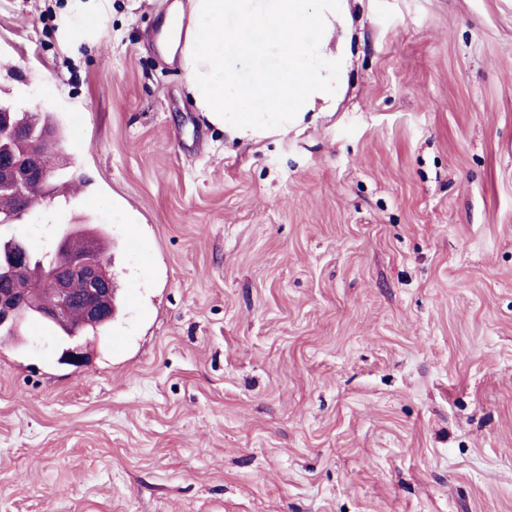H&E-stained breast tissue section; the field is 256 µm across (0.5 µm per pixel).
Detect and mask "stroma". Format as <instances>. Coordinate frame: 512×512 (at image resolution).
<instances>
[{
  "mask_svg": "<svg viewBox=\"0 0 512 512\" xmlns=\"http://www.w3.org/2000/svg\"><path fill=\"white\" fill-rule=\"evenodd\" d=\"M171 2L73 47L0 0V99L81 183L0 237L108 227L146 308L0 353V512H512V0H358L335 110L254 139L162 58ZM16 113V118L18 121V125L24 128H34L41 126L45 123L55 122L53 116L50 113L45 114L40 117L37 113L33 112H19L12 105H0V127L1 129L4 127L12 128L15 126L13 121L14 113ZM56 123V122H55Z\"/></svg>",
  "mask_w": 512,
  "mask_h": 512,
  "instance_id": "obj_1",
  "label": "stroma"
}]
</instances>
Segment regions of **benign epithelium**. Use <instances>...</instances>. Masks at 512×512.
Wrapping results in <instances>:
<instances>
[{"mask_svg":"<svg viewBox=\"0 0 512 512\" xmlns=\"http://www.w3.org/2000/svg\"><path fill=\"white\" fill-rule=\"evenodd\" d=\"M22 149L14 154L0 153V188L13 193L15 208L9 214L0 213L1 224H16L29 213L31 194L46 196L53 177L45 165L47 150L59 143V133L51 125L43 126L37 133L20 135ZM55 252L62 256L46 268L40 284L41 295L38 314L53 323L66 319L70 304L78 300L86 316L85 324L91 325L104 318L109 309L112 284L107 280L96 244L87 243L77 253H66L62 240L56 241ZM30 258L27 250L11 255V277L25 279L29 275ZM29 298L6 284L0 285V321L18 325L22 314L28 310Z\"/></svg>","mask_w":512,"mask_h":512,"instance_id":"1","label":"benign epithelium"}]
</instances>
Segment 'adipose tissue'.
Listing matches in <instances>:
<instances>
[{"instance_id": "adipose-tissue-1", "label": "adipose tissue", "mask_w": 512, "mask_h": 512, "mask_svg": "<svg viewBox=\"0 0 512 512\" xmlns=\"http://www.w3.org/2000/svg\"><path fill=\"white\" fill-rule=\"evenodd\" d=\"M68 9L69 36L88 40L101 0H71ZM349 17V0H178L158 43L178 60L197 111L253 137L332 106L347 53L331 39Z\"/></svg>"}]
</instances>
